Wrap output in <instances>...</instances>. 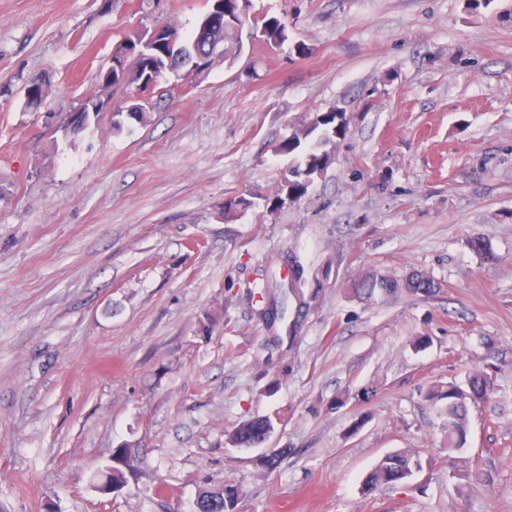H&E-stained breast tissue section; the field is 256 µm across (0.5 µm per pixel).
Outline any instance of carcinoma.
Returning <instances> with one entry per match:
<instances>
[{
  "instance_id": "1",
  "label": "carcinoma",
  "mask_w": 512,
  "mask_h": 512,
  "mask_svg": "<svg viewBox=\"0 0 512 512\" xmlns=\"http://www.w3.org/2000/svg\"><path fill=\"white\" fill-rule=\"evenodd\" d=\"M247 25L260 33L263 41L272 46L280 47L288 41V27L275 16L264 17L261 20L251 18L245 13L241 19ZM182 40L185 44H195V51L205 49L211 40L224 41V57L217 63L231 64L236 58L234 45L236 44L237 29L211 26L205 32L195 27L185 38H180L176 28L164 25L160 35L153 41L147 42L135 37L126 39L113 47L112 59L118 61L126 59V66L122 70L112 69V88H135L140 83H149L151 76L164 74L168 77L180 79V73L193 56L188 53L179 59L170 55L168 37ZM50 87L47 78L30 80L25 84V102L32 108L39 107ZM339 110L332 108L327 112H316L310 122L301 129L293 131L288 137L281 140L276 150L282 155H288L297 160V163L288 168L279 181L273 195L264 199V208L270 214L282 209L283 196L297 201L304 197L314 180L323 176L333 164L332 152L323 149V145L344 139L349 130L336 126ZM99 116L97 112H82L74 124L61 123L59 130L71 138L79 136L87 130L92 122ZM282 287V284L271 282L265 290L269 292L272 306L259 311L261 319L268 321L279 315L278 300L273 289ZM353 291L360 298H371L375 292L381 291L393 295L399 291L428 296L434 293V280L424 274L414 273L403 281L380 276L369 271L353 283ZM492 385L486 374L482 372L471 373L462 384L450 382L448 385H438L429 389L427 400L434 406H439V414L443 419L442 429L448 438V459L455 462L454 453L461 451L467 442L469 431V409L471 405L489 398ZM273 428L271 417L258 416L246 419L228 434L229 443L237 448H252L263 444ZM422 468L419 456L407 452H394L384 456L378 461L366 477L365 485L374 490L401 483L413 476ZM132 469L131 461L127 456V449L113 450L110 464L98 489L108 494L114 487L127 483V473ZM200 499L206 502V512H237L238 499H224L223 489L205 490Z\"/></svg>"
}]
</instances>
